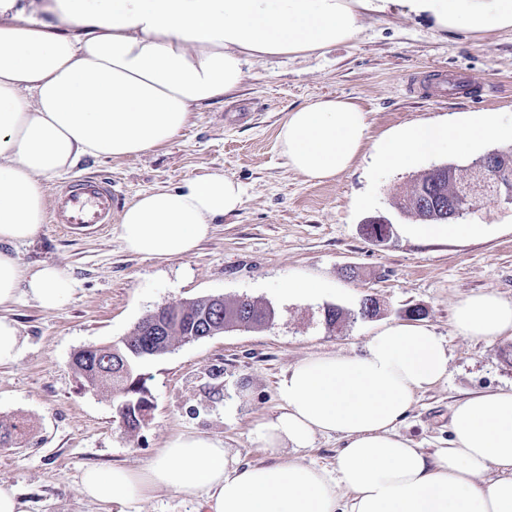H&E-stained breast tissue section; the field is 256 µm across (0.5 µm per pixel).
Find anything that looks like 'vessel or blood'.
Instances as JSON below:
<instances>
[{
	"label": "vessel or blood",
	"mask_w": 512,
	"mask_h": 512,
	"mask_svg": "<svg viewBox=\"0 0 512 512\" xmlns=\"http://www.w3.org/2000/svg\"><path fill=\"white\" fill-rule=\"evenodd\" d=\"M119 197L107 178H83L68 184L51 202L54 224L92 225L110 223Z\"/></svg>",
	"instance_id": "obj_1"
}]
</instances>
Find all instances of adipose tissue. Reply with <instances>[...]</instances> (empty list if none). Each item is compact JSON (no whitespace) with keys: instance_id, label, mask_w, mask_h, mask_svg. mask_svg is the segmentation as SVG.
<instances>
[{"instance_id":"obj_1","label":"adipose tissue","mask_w":512,"mask_h":512,"mask_svg":"<svg viewBox=\"0 0 512 512\" xmlns=\"http://www.w3.org/2000/svg\"><path fill=\"white\" fill-rule=\"evenodd\" d=\"M393 6L443 31L512 29V0H0V308L25 296L55 309L72 295L65 270L10 251L41 231L46 180L88 158L164 146L197 108L230 96L250 61L324 53L358 33L362 13ZM370 137L359 104L323 96L288 112L277 144L291 170L321 183L348 171ZM503 139L512 128L489 113L460 126L405 125L382 136L377 161L410 168L425 154ZM242 204V185L212 171L138 194L119 238L146 258H183ZM454 326L465 337L512 338V302L469 297ZM447 374V349L429 327L393 323L363 351L284 371L281 406L257 431L276 463L244 465L222 441L184 433L143 468L87 469L82 490L116 505L167 490L204 497L209 512H512V386L457 401L449 447L428 453L398 431L417 395ZM334 434L335 470L298 459Z\"/></svg>"}]
</instances>
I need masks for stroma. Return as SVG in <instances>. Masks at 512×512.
I'll return each instance as SVG.
<instances>
[{
    "label": "stroma",
    "instance_id": "stroma-1",
    "mask_svg": "<svg viewBox=\"0 0 512 512\" xmlns=\"http://www.w3.org/2000/svg\"><path fill=\"white\" fill-rule=\"evenodd\" d=\"M238 90L196 110L171 142L140 156L88 159L49 180L47 195L83 177L111 178L122 201L213 170L241 183L237 214L215 224L188 257L159 260L126 251L118 224L71 228L44 224L32 242L16 245L26 264L65 269L75 288L47 311L20 299L6 311L20 330V359L0 366V418L25 420L15 448H0V484L14 487L24 512H204L201 500L157 491L117 505L87 498L86 468L146 465L173 436L203 431L221 439L241 462L270 461L256 437L277 413V382L305 357L363 350L382 326L419 321L448 346V376L417 395L399 432L414 447L448 445L450 410L469 394L512 385V339L458 335L456 307L492 293L512 301V206L483 199L469 224L488 225L475 238L421 242L413 221L393 205L396 193L433 166L466 163L463 155L422 157L408 170L377 165L367 147L351 170L324 183L290 170L276 135L287 113L315 96L353 99L372 137L402 125L496 113L512 125V30L444 34L425 18L366 14L350 41L308 57L268 56L251 62ZM443 79V91H410L409 79ZM389 224L385 240L369 238L368 220ZM291 278L319 282L316 297L286 298ZM269 303L272 324L178 344L140 364L153 408L138 430H124L109 393L88 386L71 358L88 345L116 343L150 311L207 295ZM374 297L376 317L328 329L327 307L357 311Z\"/></svg>",
    "mask_w": 512,
    "mask_h": 512
}]
</instances>
